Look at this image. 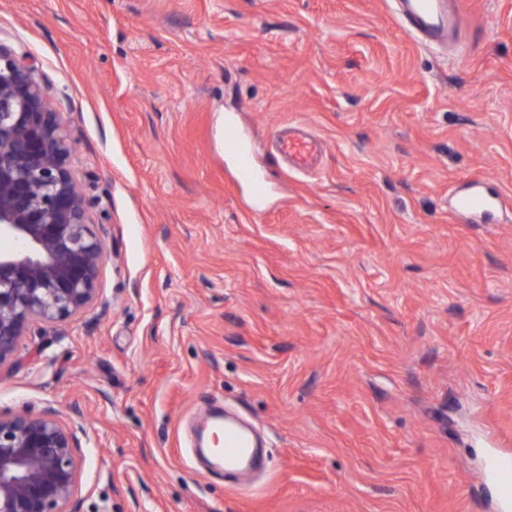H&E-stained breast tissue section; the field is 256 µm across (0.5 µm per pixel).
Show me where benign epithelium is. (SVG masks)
<instances>
[{
  "instance_id": "benign-epithelium-1",
  "label": "benign epithelium",
  "mask_w": 512,
  "mask_h": 512,
  "mask_svg": "<svg viewBox=\"0 0 512 512\" xmlns=\"http://www.w3.org/2000/svg\"><path fill=\"white\" fill-rule=\"evenodd\" d=\"M72 152L34 59L0 44V364L34 326L100 297L107 229L88 215ZM79 447L52 407L0 416V512H75Z\"/></svg>"
}]
</instances>
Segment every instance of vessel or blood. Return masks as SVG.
Instances as JSON below:
<instances>
[{"label":"vessel or blood","instance_id":"vessel-or-blood-1","mask_svg":"<svg viewBox=\"0 0 512 512\" xmlns=\"http://www.w3.org/2000/svg\"><path fill=\"white\" fill-rule=\"evenodd\" d=\"M398 20L412 36L423 41L462 49L459 37L460 19L450 0H396ZM226 155L234 168L245 177L256 198H264L267 187L254 164L251 147L239 136L233 122L225 124ZM321 141L304 127L291 124L278 129L273 138V152L287 168L295 171L309 169L321 153ZM506 206L498 191L488 189L483 180L475 178L471 187L455 200L456 211L470 223H485L489 214L503 211ZM210 430L216 431L222 445L209 449L211 471L223 476L228 471H239L253 466L256 458L249 434L223 413H213L209 418ZM490 476L499 480L507 496L512 497V459L493 455L486 463Z\"/></svg>","mask_w":512,"mask_h":512}]
</instances>
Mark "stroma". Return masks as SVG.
<instances>
[{
	"label": "stroma",
	"instance_id": "obj_1",
	"mask_svg": "<svg viewBox=\"0 0 512 512\" xmlns=\"http://www.w3.org/2000/svg\"><path fill=\"white\" fill-rule=\"evenodd\" d=\"M454 2L461 54L393 0H0L108 229L100 298L0 365L1 414L87 430L77 512H506L512 215L451 204L475 176L512 201V0ZM288 123L311 174L271 153ZM208 400L263 442L250 492L188 455ZM224 127L226 155L234 169L246 178V183L252 188L257 200L261 201L267 193V187L255 169L253 151L239 136L232 121H227ZM322 148V142L312 132L296 124L278 129L273 138L274 156L299 172L313 165ZM486 468L490 476L503 484L505 495L512 497V459L491 455L487 460Z\"/></svg>",
	"mask_w": 512,
	"mask_h": 512
}]
</instances>
